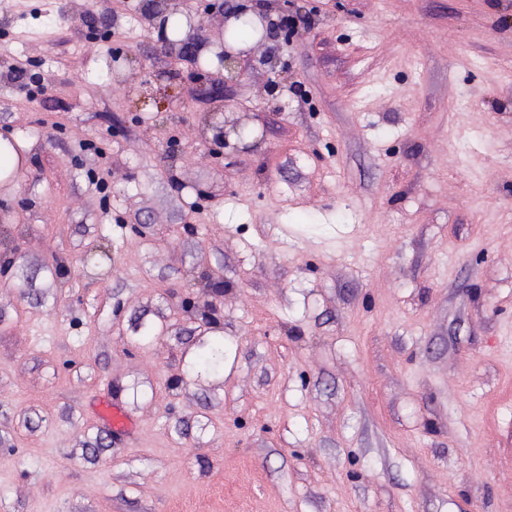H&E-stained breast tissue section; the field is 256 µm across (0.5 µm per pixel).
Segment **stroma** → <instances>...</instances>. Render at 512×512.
I'll return each instance as SVG.
<instances>
[{"label":"stroma","mask_w":512,"mask_h":512,"mask_svg":"<svg viewBox=\"0 0 512 512\" xmlns=\"http://www.w3.org/2000/svg\"><path fill=\"white\" fill-rule=\"evenodd\" d=\"M169 2L0 0V512H512V0ZM22 166V156L7 138L0 135V182L16 179ZM98 417L114 434L132 431L134 423L121 404L116 401L100 400L96 406Z\"/></svg>","instance_id":"1"}]
</instances>
